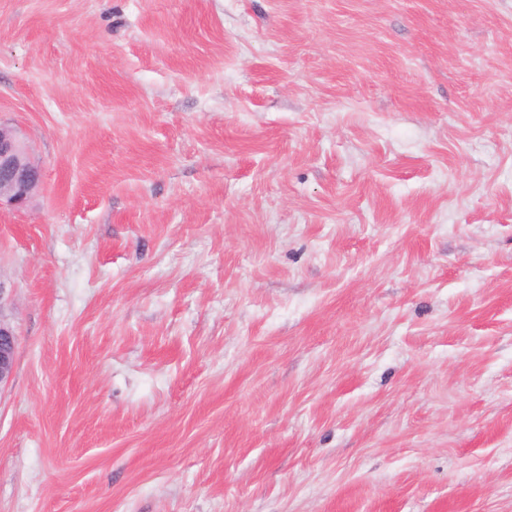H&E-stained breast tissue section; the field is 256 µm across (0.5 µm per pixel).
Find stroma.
Instances as JSON below:
<instances>
[{
  "label": "stroma",
  "mask_w": 512,
  "mask_h": 512,
  "mask_svg": "<svg viewBox=\"0 0 512 512\" xmlns=\"http://www.w3.org/2000/svg\"><path fill=\"white\" fill-rule=\"evenodd\" d=\"M0 512H512V0H0ZM41 170L30 159L20 135L10 126L0 124V209L26 205ZM16 351V333L0 315V386L10 379Z\"/></svg>",
  "instance_id": "35a3bbf8"
}]
</instances>
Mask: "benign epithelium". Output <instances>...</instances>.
Returning <instances> with one entry per match:
<instances>
[{
	"label": "benign epithelium",
	"mask_w": 512,
	"mask_h": 512,
	"mask_svg": "<svg viewBox=\"0 0 512 512\" xmlns=\"http://www.w3.org/2000/svg\"><path fill=\"white\" fill-rule=\"evenodd\" d=\"M41 170L30 159L20 135L10 126L0 124V208L26 205ZM16 351V333L0 318V385L10 379Z\"/></svg>",
	"instance_id": "7a95c632"
}]
</instances>
